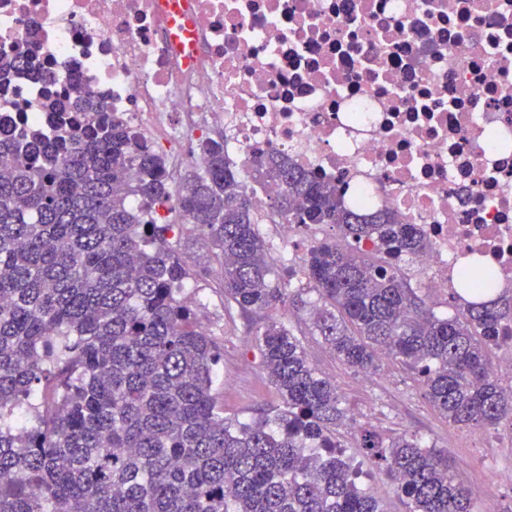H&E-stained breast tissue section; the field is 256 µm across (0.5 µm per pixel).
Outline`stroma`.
<instances>
[{
  "label": "stroma",
  "instance_id": "obj_1",
  "mask_svg": "<svg viewBox=\"0 0 512 512\" xmlns=\"http://www.w3.org/2000/svg\"><path fill=\"white\" fill-rule=\"evenodd\" d=\"M172 246L192 272L186 294L198 324L223 348L224 360L215 373V387L228 417L247 418L260 407H275L280 399L269 384L262 364L256 331L268 319L282 321L299 337L311 365L331 379L345 411L339 439L345 458L362 471L361 482L380 501L384 512H408L406 501L394 489L383 467L362 447L364 431L379 440L400 435L416 436L424 445L448 456L459 482L478 497H491L495 512H512V483L496 474L512 469V429L474 431L449 424L430 404L418 375L399 360L380 357L373 373L359 372L339 362L312 326L309 309L285 300L265 312L229 313L217 275L221 260L202 244L192 225H183Z\"/></svg>",
  "mask_w": 512,
  "mask_h": 512
}]
</instances>
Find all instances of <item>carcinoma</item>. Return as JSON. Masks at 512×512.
<instances>
[{
  "mask_svg": "<svg viewBox=\"0 0 512 512\" xmlns=\"http://www.w3.org/2000/svg\"><path fill=\"white\" fill-rule=\"evenodd\" d=\"M25 68L32 56L0 53V85ZM47 107L60 125L72 109L97 116L0 138V512H383L336 456V386L285 323L259 338L281 405L224 417L221 348L183 297L191 271L170 243L182 224L219 251L224 301L241 312L313 292L314 328L340 362L369 373L395 357L448 422L512 429V388L489 360L512 298L491 272L466 274L458 315L436 314L399 269L425 247L414 225L351 210L338 185L271 156L257 169L280 188L270 219L330 224L340 239L310 248L306 287L292 290L224 135L200 139V162L176 178L91 97ZM131 197L177 218L144 224ZM365 448L409 512H477L448 456L417 438Z\"/></svg>",
  "mask_w": 512,
  "mask_h": 512,
  "instance_id": "1",
  "label": "carcinoma"
}]
</instances>
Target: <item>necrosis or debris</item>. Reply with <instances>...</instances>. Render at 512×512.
I'll return each instance as SVG.
<instances>
[{
    "instance_id": "obj_1",
    "label": "necrosis or debris",
    "mask_w": 512,
    "mask_h": 512,
    "mask_svg": "<svg viewBox=\"0 0 512 512\" xmlns=\"http://www.w3.org/2000/svg\"><path fill=\"white\" fill-rule=\"evenodd\" d=\"M0 51L44 65L0 88L2 133L88 92L176 166L219 125L258 214L280 155L416 225L436 295L476 261L512 292V0H0Z\"/></svg>"
}]
</instances>
